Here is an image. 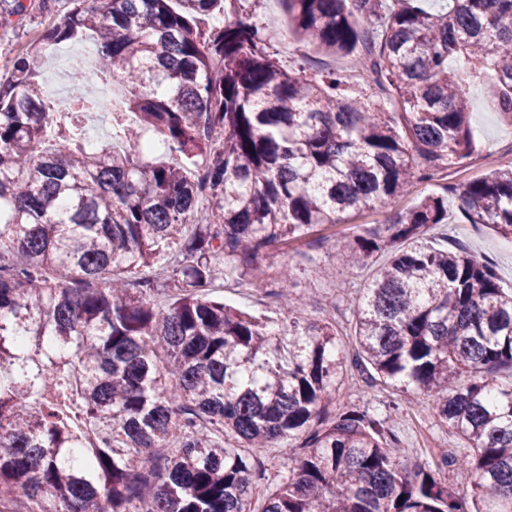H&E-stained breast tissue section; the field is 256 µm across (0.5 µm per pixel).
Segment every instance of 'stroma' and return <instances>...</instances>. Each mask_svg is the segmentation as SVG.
<instances>
[{"label":"stroma","instance_id":"obj_1","mask_svg":"<svg viewBox=\"0 0 512 512\" xmlns=\"http://www.w3.org/2000/svg\"><path fill=\"white\" fill-rule=\"evenodd\" d=\"M24 10L16 15L0 13V81L7 80L13 65L54 25L60 24L73 7L71 0H23ZM226 12L253 20L274 21L278 34L271 40V50L286 69H293L300 54H307L313 69H333L349 82L363 81L374 107L392 111L388 88L372 79H361L356 60L348 55H327L304 50L293 36L287 35L288 17L282 0H225ZM471 125L478 139V153L464 164L445 170L442 176L415 181L410 194L397 198L385 208L356 211L344 223L333 228H316L301 242L270 248L265 260L271 271L290 267V287L302 298L299 313L308 322H329L336 328V348L341 356L353 358L357 351L354 336L355 300L367 282L387 262L389 255L377 252L364 265L339 259L342 239L364 227L392 223L399 213L414 206L421 198L441 193L443 187L460 188L469 181L496 169L512 168V118L497 112L482 83L469 90ZM428 238L434 246L452 241L464 245L472 254L487 258L494 266L500 284L512 288V239L502 237L480 224L464 219L456 199L448 201V223L431 229ZM225 304L272 319L283 313L266 289L244 286L231 281L215 292ZM339 405L344 409L369 411L384 420L402 450V460L411 466H424L431 460L458 455L462 443L454 431L440 422L423 393L400 392L382 385L367 386L358 371H350L340 391Z\"/></svg>","mask_w":512,"mask_h":512}]
</instances>
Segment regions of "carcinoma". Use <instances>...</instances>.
Listing matches in <instances>:
<instances>
[{
    "label": "carcinoma",
    "mask_w": 512,
    "mask_h": 512,
    "mask_svg": "<svg viewBox=\"0 0 512 512\" xmlns=\"http://www.w3.org/2000/svg\"><path fill=\"white\" fill-rule=\"evenodd\" d=\"M0 84V502L29 512H512V289L491 263L431 248L448 193L341 245L387 251L355 305L368 385L428 395L463 459L409 469L384 421L336 406L348 372L329 322L303 323L290 269L266 251L352 210L383 208L477 149L468 87L512 117V0H284L305 45L363 52L399 121L341 74L292 73L268 22L224 0H74ZM91 36L77 84L122 90L96 110L112 142L83 141L40 69ZM196 162L198 177L164 160ZM457 207L512 237V169L466 184ZM193 232L185 233L187 226ZM167 255L164 285L141 272ZM271 285L284 320L211 296L222 281ZM175 293L158 302L164 289ZM176 445L175 452L162 449ZM291 466L269 478L255 456ZM475 473L472 500L448 482Z\"/></svg>",
    "instance_id": "carcinoma-1"
}]
</instances>
